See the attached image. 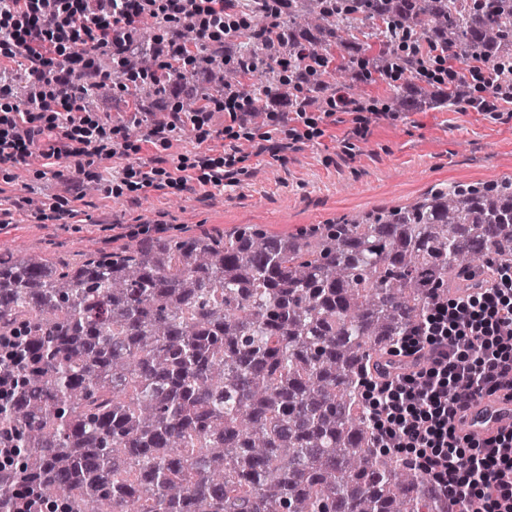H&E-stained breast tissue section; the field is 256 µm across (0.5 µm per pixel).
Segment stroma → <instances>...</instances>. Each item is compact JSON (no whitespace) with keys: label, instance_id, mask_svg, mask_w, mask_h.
Returning <instances> with one entry per match:
<instances>
[{"label":"stroma","instance_id":"35a3bbf8","mask_svg":"<svg viewBox=\"0 0 512 512\" xmlns=\"http://www.w3.org/2000/svg\"><path fill=\"white\" fill-rule=\"evenodd\" d=\"M417 76L392 81L379 75L360 80L364 103L373 104L367 133L356 137L355 115L324 118L323 136L290 145L284 152L251 147L248 171L236 184L109 194L106 183L76 200L69 179L42 173L40 166L11 177L0 169V253L19 249L48 257L116 251L135 241L136 224H170L177 234L230 232L261 226L270 235L297 236L344 216L405 205L433 186L479 185L512 177V111L485 112L469 104L436 106L418 97L412 111L398 112L400 93L419 86ZM213 139L197 143L187 132L167 149L148 147L142 162L174 164L179 155L203 150L223 156V114L212 120ZM69 200L75 215L63 224L44 219L32 200Z\"/></svg>","mask_w":512,"mask_h":512}]
</instances>
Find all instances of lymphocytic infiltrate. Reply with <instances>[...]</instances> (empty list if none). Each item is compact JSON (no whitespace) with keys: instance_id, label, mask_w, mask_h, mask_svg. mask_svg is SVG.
Listing matches in <instances>:
<instances>
[{"instance_id":"1","label":"lymphocytic infiltrate","mask_w":512,"mask_h":512,"mask_svg":"<svg viewBox=\"0 0 512 512\" xmlns=\"http://www.w3.org/2000/svg\"><path fill=\"white\" fill-rule=\"evenodd\" d=\"M287 6L288 0H244L230 13L225 0H0V164L26 166L35 158L53 169L65 157L79 165L93 156L139 152L124 124L107 125L89 101L91 87L105 78L97 65L101 56L111 57L114 85L124 97L164 89L169 116L148 129L144 142L164 147L187 129L205 142L218 112L224 115L225 138L234 142H268L276 131L295 142L314 138L316 122L294 93L245 83L204 100L197 111L181 109L188 82L205 80L214 64L234 63L224 48L250 29L256 9H264L265 31L273 35ZM146 19L155 29L150 70L136 61ZM186 28L193 40H183ZM386 39L393 54L416 58L422 81L461 86L466 96L472 82L492 85L478 66L468 70L470 84H461L462 75L446 64V50L422 48L399 23L387 25ZM18 57L28 62L30 94L23 104L12 94ZM258 110L266 116L265 126L252 122ZM245 161L231 149L219 160L183 157L170 169L145 172L129 164L113 169L108 190L116 195L149 187L185 191L194 181L219 187L245 174ZM397 353L413 359V366L366 387L379 447L397 450L457 502L477 498L484 512H512V430L481 439L456 426L476 399L512 402V267L436 306Z\"/></svg>"}]
</instances>
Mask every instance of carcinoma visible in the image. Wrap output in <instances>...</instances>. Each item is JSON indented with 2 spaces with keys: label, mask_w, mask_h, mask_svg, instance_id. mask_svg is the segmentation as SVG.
I'll return each mask as SVG.
<instances>
[{
  "label": "carcinoma",
  "mask_w": 512,
  "mask_h": 512,
  "mask_svg": "<svg viewBox=\"0 0 512 512\" xmlns=\"http://www.w3.org/2000/svg\"><path fill=\"white\" fill-rule=\"evenodd\" d=\"M398 21L512 86V0H294L266 59ZM256 68H224L218 87ZM355 100L343 65L311 82ZM512 263V178L434 188L308 237L256 226L140 239L119 252L0 254V336L23 361L0 434V512L34 485L68 512H456L377 447L360 386L434 304Z\"/></svg>",
  "instance_id": "obj_1"
}]
</instances>
